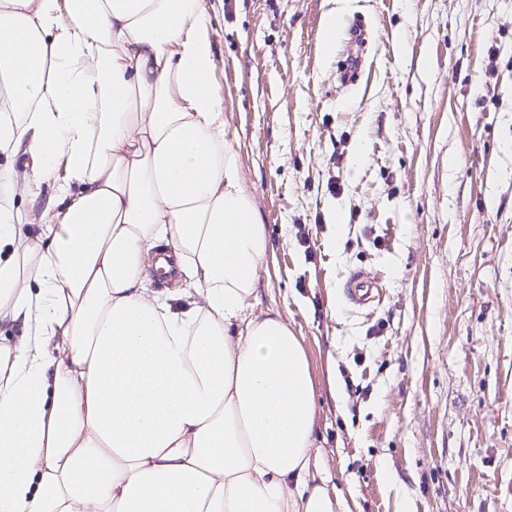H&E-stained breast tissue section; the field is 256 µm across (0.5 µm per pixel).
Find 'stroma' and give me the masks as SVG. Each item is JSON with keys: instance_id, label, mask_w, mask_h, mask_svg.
Listing matches in <instances>:
<instances>
[{"instance_id": "stroma-1", "label": "stroma", "mask_w": 512, "mask_h": 512, "mask_svg": "<svg viewBox=\"0 0 512 512\" xmlns=\"http://www.w3.org/2000/svg\"><path fill=\"white\" fill-rule=\"evenodd\" d=\"M203 4L319 468L351 512H512V0ZM358 272L383 288L367 309ZM382 288L380 283L373 278H369L362 273L355 274L347 287L348 301L358 307H367L373 298V292Z\"/></svg>"}]
</instances>
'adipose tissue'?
<instances>
[{
	"label": "adipose tissue",
	"instance_id": "adipose-tissue-1",
	"mask_svg": "<svg viewBox=\"0 0 512 512\" xmlns=\"http://www.w3.org/2000/svg\"><path fill=\"white\" fill-rule=\"evenodd\" d=\"M201 0H0V149L68 178L0 205V512H338L315 389L258 310L269 242ZM183 278L148 288L147 261ZM61 166L59 167L56 176L54 179L49 181H44L39 185V192L36 197H31L29 195H23L20 193H16L15 195L9 196L10 202L14 204V206H19V208L27 212L30 223V227L36 231V225L42 222L41 215L48 208L50 201L54 195V181L55 180H63L67 173L66 171L61 174L60 172Z\"/></svg>",
	"mask_w": 512,
	"mask_h": 512
}]
</instances>
